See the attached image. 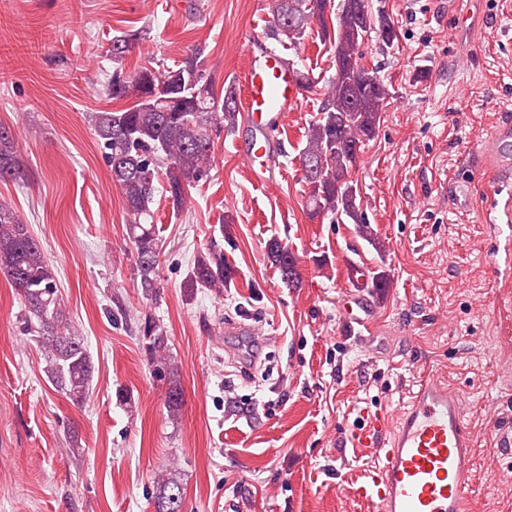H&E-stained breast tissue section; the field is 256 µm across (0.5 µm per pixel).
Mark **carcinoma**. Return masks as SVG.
Here are the masks:
<instances>
[{"label": "carcinoma", "mask_w": 512, "mask_h": 512, "mask_svg": "<svg viewBox=\"0 0 512 512\" xmlns=\"http://www.w3.org/2000/svg\"><path fill=\"white\" fill-rule=\"evenodd\" d=\"M328 2L271 0L270 36L296 47L306 36L308 25L316 20L322 37L331 41L338 66L330 80L328 97L309 124L299 157L308 185L309 214L333 221L345 217L355 225L357 235L371 243L374 230L346 191L357 168V152L380 128L388 90L378 72L363 64V44L370 30H376L387 45L394 41L396 32L382 12L362 28L360 14L369 12L368 0H351L350 13L336 16V28L330 31L325 20ZM137 40L135 33L114 37L112 58H121ZM132 90L136 91L137 104L121 111L95 112L92 123L112 183L120 190L127 214L133 218L129 238L136 252L137 288L149 300L159 293V238L150 208L157 183L163 181L162 192L173 210H183L192 185L208 176L213 167L215 141L238 127L240 109L234 85L224 87L219 99L212 86L202 82L196 52L174 68L161 71L143 67L131 80L113 70L108 94L118 99ZM6 179L18 183L23 180V172L12 132L0 126V181ZM265 255L285 287L298 285L296 257L287 244L272 237L265 244ZM0 274L26 310L25 332L38 343L48 381L73 405H82L92 387L95 364L84 338L71 330L56 268L29 225L2 203ZM234 277V267L225 261L219 243L213 241L194 256L184 287L192 291L206 288L221 296ZM137 332L153 377L166 386V408L175 418L184 405V391L169 354L167 331L160 321L146 317ZM153 484L156 512H167L169 494L183 497L181 484L170 472L156 474Z\"/></svg>", "instance_id": "obj_1"}]
</instances>
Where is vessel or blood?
Wrapping results in <instances>:
<instances>
[{"instance_id":"b4317fda","label":"vessel or blood","mask_w":512,"mask_h":512,"mask_svg":"<svg viewBox=\"0 0 512 512\" xmlns=\"http://www.w3.org/2000/svg\"><path fill=\"white\" fill-rule=\"evenodd\" d=\"M243 109L252 131L242 159L254 182L266 180V163L274 153L267 133L298 101V77L281 56L268 55L251 63L243 76ZM490 149L504 164H512V121L498 122ZM480 221L494 241L495 283L512 281V183H496ZM345 277L356 293L343 307L345 322L372 324L368 269L352 263ZM354 447H377V462L355 483V498L378 505L379 512H466L468 479L474 464L473 440L462 404L448 385L422 377L396 416L380 414L350 436Z\"/></svg>"}]
</instances>
